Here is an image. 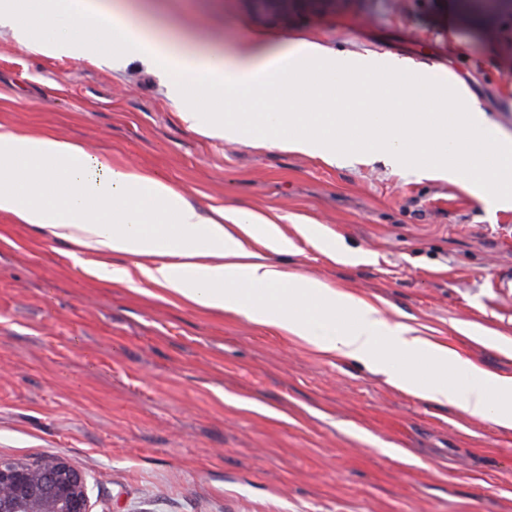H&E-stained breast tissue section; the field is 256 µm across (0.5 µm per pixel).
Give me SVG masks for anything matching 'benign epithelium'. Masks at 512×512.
Segmentation results:
<instances>
[{"label": "benign epithelium", "mask_w": 512, "mask_h": 512, "mask_svg": "<svg viewBox=\"0 0 512 512\" xmlns=\"http://www.w3.org/2000/svg\"><path fill=\"white\" fill-rule=\"evenodd\" d=\"M261 11L288 14L295 0H249ZM463 12L479 16L511 11L512 0H460ZM0 512H91L87 480L59 457L24 463L0 457Z\"/></svg>", "instance_id": "benign-epithelium-1"}]
</instances>
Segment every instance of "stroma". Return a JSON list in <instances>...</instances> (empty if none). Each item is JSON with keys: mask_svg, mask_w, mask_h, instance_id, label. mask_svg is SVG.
<instances>
[{"mask_svg": "<svg viewBox=\"0 0 512 512\" xmlns=\"http://www.w3.org/2000/svg\"><path fill=\"white\" fill-rule=\"evenodd\" d=\"M157 34L234 53L315 43L464 82L495 135L512 136V13L459 0H131ZM0 31V121L49 131L168 178L201 207L273 217L289 270L380 302L390 319L501 376L512 349V206L386 156L325 160L205 137L166 95L163 68L89 63ZM311 227L309 238L295 227ZM0 456H58L93 512H512V429L410 394L363 363L246 318L165 303L92 276L69 248L0 217ZM359 250L345 265L321 247ZM463 12L479 16L491 12L511 11L512 0H459Z\"/></svg>", "mask_w": 512, "mask_h": 512, "instance_id": "stroma-1", "label": "stroma"}]
</instances>
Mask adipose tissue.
<instances>
[{"mask_svg": "<svg viewBox=\"0 0 512 512\" xmlns=\"http://www.w3.org/2000/svg\"><path fill=\"white\" fill-rule=\"evenodd\" d=\"M43 31L45 55L94 60L112 39L119 57L163 66L168 96L191 129L218 140L263 143L323 159L387 151L404 164L465 180L487 204L512 202V138L492 142L476 101L459 85L367 73L317 44L228 55L158 37L120 0H0V27L24 39ZM208 94L214 111L196 110ZM0 215L61 242L98 279L144 286L146 295L304 339L321 353L364 362L415 394L512 429V379L388 319L382 307L288 271L269 252L294 244L272 218L244 207L194 204L169 180L111 156L0 122ZM121 265H113V258ZM352 316L341 326L338 314ZM430 383L416 382L417 368Z\"/></svg>", "mask_w": 512, "mask_h": 512, "instance_id": "1", "label": "adipose tissue"}]
</instances>
